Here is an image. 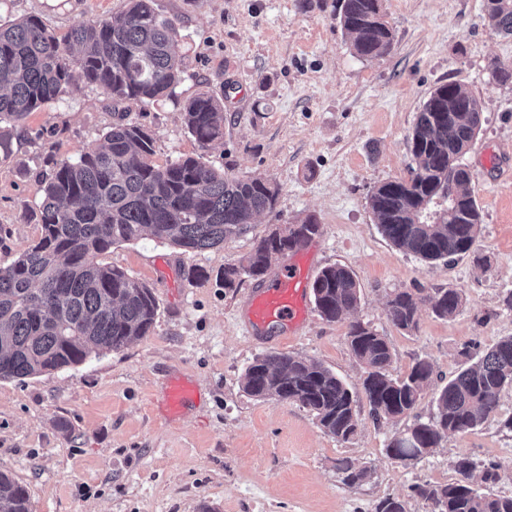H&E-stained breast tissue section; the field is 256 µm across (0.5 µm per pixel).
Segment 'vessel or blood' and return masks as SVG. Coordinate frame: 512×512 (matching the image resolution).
Masks as SVG:
<instances>
[{
	"instance_id": "obj_1",
	"label": "vessel or blood",
	"mask_w": 512,
	"mask_h": 512,
	"mask_svg": "<svg viewBox=\"0 0 512 512\" xmlns=\"http://www.w3.org/2000/svg\"><path fill=\"white\" fill-rule=\"evenodd\" d=\"M311 272L309 258L291 257L262 282L248 308V322L253 331L275 328L284 337L295 334L311 315L308 296ZM195 395L196 389L190 381L172 380L166 393V405L171 412H180Z\"/></svg>"
}]
</instances>
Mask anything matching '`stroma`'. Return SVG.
<instances>
[{
  "label": "stroma",
  "instance_id": "stroma-1",
  "mask_svg": "<svg viewBox=\"0 0 512 512\" xmlns=\"http://www.w3.org/2000/svg\"><path fill=\"white\" fill-rule=\"evenodd\" d=\"M126 0H0V20L39 17L57 37L121 12ZM179 32L184 70L177 101L137 102L116 112L95 87L79 82L31 113L0 161V267L41 233L36 208L55 161L99 147L113 124L134 122L155 135L156 164L203 155L237 177L263 176L280 187L273 211L223 245L187 253L149 236L113 245L102 263L152 288L159 309L149 336L80 365L22 380H0V469L25 484L30 512H374L387 497L407 512H431L416 484L456 479L455 461L497 462L485 493L512 496V387L497 412L449 436L417 461L386 453L394 433L434 411L449 379L499 339L512 336V85L492 82L493 61L512 62V38L484 21V0H384L390 51L354 55L336 20L335 0H156ZM455 82L483 102L479 132L462 158L482 224L472 249L453 262L428 263L393 246L369 205L372 189L405 179L409 137L437 86ZM207 92L222 98L224 137L200 149L179 104ZM315 216L306 246L315 269L343 265L360 288L357 308L330 322L312 312L303 330L279 344L251 333L245 308L256 278L224 285V268L281 224ZM458 292L462 304L442 319L421 307L415 330L394 326L387 301L397 290ZM360 322L386 336L391 372L417 360L435 375L417 407L375 420L362 383L364 366L347 333ZM291 353L320 362L356 395L357 434L340 442L293 402L260 400L242 388L254 358ZM196 388L192 406L168 417V381ZM366 468L349 485L337 469Z\"/></svg>",
  "mask_w": 512,
  "mask_h": 512
}]
</instances>
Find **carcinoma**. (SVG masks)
I'll return each mask as SVG.
<instances>
[{
  "label": "carcinoma",
  "mask_w": 512,
  "mask_h": 512,
  "mask_svg": "<svg viewBox=\"0 0 512 512\" xmlns=\"http://www.w3.org/2000/svg\"><path fill=\"white\" fill-rule=\"evenodd\" d=\"M485 21L512 36V0H484ZM336 17L363 59L385 55L392 30L382 0H338ZM175 26L161 17L155 0H127L119 14L80 24L60 40L36 16L0 25V123L15 129L45 103L81 80L123 104L170 98L181 80ZM491 79L512 84V63H495ZM482 105L457 83L436 87L419 112L411 137L415 162L407 180L374 187L369 204L381 234L396 248L426 262L467 253L481 216L471 189L473 175L461 163L481 124ZM185 130L208 148L224 137V103L200 93L182 112ZM155 138L135 123H117L105 142L54 165L38 205L41 235L14 262L0 267V379L23 380L82 363L93 352L121 349L149 335L158 311L152 289L125 271L98 261L118 242L145 233L187 252H201L242 233L255 216L275 209L279 187L264 178L220 172L203 157L153 163ZM313 216L262 237L238 263L224 267V287L241 274L265 275L274 258L318 235ZM321 316L340 321L360 300L353 273L340 265L323 268L311 284ZM439 318L454 315L461 297L454 290L422 295L394 293L387 316L397 327H417L419 308ZM355 357L369 368L363 389L377 419L412 411L433 380L427 360L401 378L388 371L392 351L385 337L354 322L348 331ZM512 386V336L499 340L474 364L448 381L435 397V415L395 434L387 453L417 460L451 434L478 427L496 413L501 391ZM256 398L295 402L314 413L325 433L340 442L356 434L355 400L331 370L289 353L255 358L243 377ZM447 484L418 485L417 496L433 512H512V496L479 491L472 483L476 464L467 457ZM348 484L368 470L338 463ZM27 487L0 471V512H30Z\"/></svg>",
  "instance_id": "cac0c4a2"
}]
</instances>
